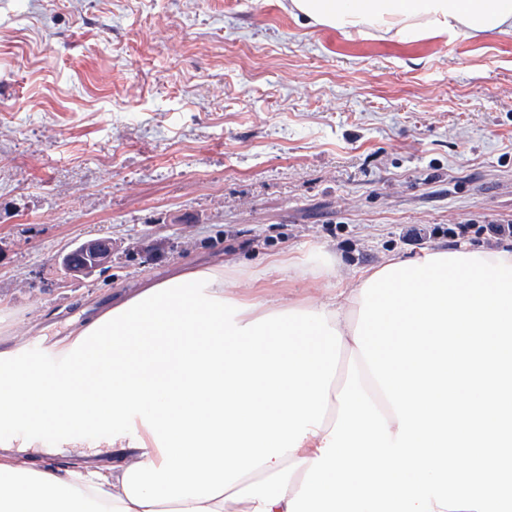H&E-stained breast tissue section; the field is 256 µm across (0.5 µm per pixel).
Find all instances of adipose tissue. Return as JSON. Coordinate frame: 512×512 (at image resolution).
<instances>
[{
    "mask_svg": "<svg viewBox=\"0 0 512 512\" xmlns=\"http://www.w3.org/2000/svg\"><path fill=\"white\" fill-rule=\"evenodd\" d=\"M343 34L397 42L512 34V0H288ZM365 270L343 302L269 305L267 283L229 293L223 266L152 283L40 355L0 351V512H288L360 382L398 420L364 358H352ZM99 433L112 464L41 466L53 444Z\"/></svg>",
    "mask_w": 512,
    "mask_h": 512,
    "instance_id": "ef3b65f1",
    "label": "adipose tissue"
}]
</instances>
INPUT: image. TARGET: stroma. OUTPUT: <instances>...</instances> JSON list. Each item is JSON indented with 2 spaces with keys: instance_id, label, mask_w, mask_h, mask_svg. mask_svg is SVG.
<instances>
[{
  "instance_id": "1",
  "label": "stroma",
  "mask_w": 512,
  "mask_h": 512,
  "mask_svg": "<svg viewBox=\"0 0 512 512\" xmlns=\"http://www.w3.org/2000/svg\"><path fill=\"white\" fill-rule=\"evenodd\" d=\"M286 0H0V337L35 352L149 277L315 300L434 227L512 222V35L398 44ZM105 237L112 261L58 264ZM331 289L268 272L315 265ZM111 261L112 241L108 238L83 240L58 258L60 266L73 278L90 276ZM304 263L298 259L288 258V272H294V276L299 279H307L311 277L314 280L325 279L330 280L336 272V257L327 255L318 264L310 269H305Z\"/></svg>"
}]
</instances>
